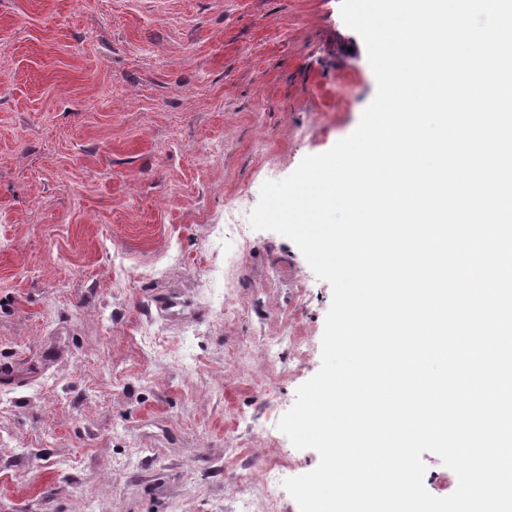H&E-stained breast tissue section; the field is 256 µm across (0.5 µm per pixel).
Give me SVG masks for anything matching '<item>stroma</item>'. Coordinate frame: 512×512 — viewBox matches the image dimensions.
Returning a JSON list of instances; mask_svg holds the SVG:
<instances>
[{"mask_svg":"<svg viewBox=\"0 0 512 512\" xmlns=\"http://www.w3.org/2000/svg\"><path fill=\"white\" fill-rule=\"evenodd\" d=\"M0 54V512H236L313 470L278 422L331 287L223 217L374 99L340 0H0ZM285 469L281 464L269 463L261 477L250 486L249 493L241 499L239 512H274Z\"/></svg>","mask_w":512,"mask_h":512,"instance_id":"35a3bbf8","label":"stroma"}]
</instances>
